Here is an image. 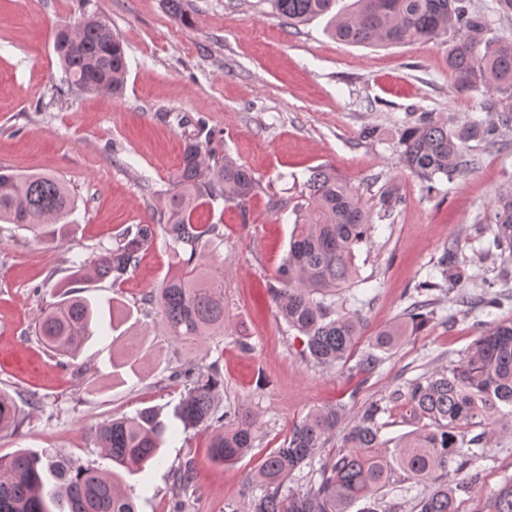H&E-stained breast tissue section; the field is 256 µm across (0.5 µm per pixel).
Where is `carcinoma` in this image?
<instances>
[{
  "instance_id": "cac0c4a2",
  "label": "carcinoma",
  "mask_w": 512,
  "mask_h": 512,
  "mask_svg": "<svg viewBox=\"0 0 512 512\" xmlns=\"http://www.w3.org/2000/svg\"><path fill=\"white\" fill-rule=\"evenodd\" d=\"M273 12L288 24H305L332 14L331 33L351 45H405L448 38V69L458 89L479 87L512 95V42L498 36L488 15L472 0H353L333 12L337 0H270ZM53 38L65 41L58 53L67 90L87 94H117L127 70L123 43L96 14L81 21L60 23ZM512 135V113L497 120H441L423 112L401 131L400 161L426 183L437 178L453 182L473 169L468 143L496 142ZM211 150L198 133L185 137L181 161L158 225L133 224L103 249L80 262L69 280L58 284L60 300L44 308L36 324L41 344L75 358L91 336L96 312L90 301L76 295L74 285L112 280L116 286L135 270L141 252L161 229L171 257V270L136 312L150 318L173 342L197 344L224 335V282L203 268L216 242L224 240L219 224H196L195 211L206 200L222 199L242 206L257 187L253 172L230 156L206 162ZM76 201L65 182L46 174H17L0 168V223L15 224L55 242L71 230L67 218ZM371 214L356 191L328 166L313 169L305 183V203L294 224L288 251L269 291L289 327L306 337L305 355L318 367L332 368L349 361L362 336L359 313L336 309V293L354 284L356 249L367 243ZM490 234L482 253L503 266L512 262V193L496 206L493 224L480 229ZM460 244H448L435 267L413 288L409 310L377 335L373 349L348 368L368 379L383 357L408 333L435 314V293L453 295L471 309H494L499 304L492 285L470 292L478 278L459 261ZM171 378L184 383L186 393L174 407L183 428L218 425L209 455L224 465L234 464L255 447L257 418L242 408H221L217 389L222 384L218 361L203 371L177 365ZM403 402L410 416L428 424L398 439L381 436L379 418L384 402ZM23 410L15 398L0 391V431L19 423ZM512 417V322L497 323L473 343L456 364L422 374L387 398L367 403L358 419L343 433V448L323 456L320 448L336 435L345 420L340 404L309 412L291 431L287 444L268 453L259 468L256 493L242 509L232 512H351L359 501L372 500L385 489L413 486L448 471L457 462L458 478L435 484L418 496V512H459L458 498L480 489L481 471L469 464L478 453L467 438L473 427H490ZM168 432L167 423L151 408L131 417L112 418L95 430L103 457L135 474L157 458ZM309 468L305 478L288 485L294 472ZM176 484L188 490L195 479V462L173 471ZM0 512H137L134 493L122 488L114 470L53 456L45 450L22 449L0 457ZM480 512H512V479L490 492Z\"/></svg>"
}]
</instances>
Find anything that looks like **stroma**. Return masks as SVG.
<instances>
[{"mask_svg":"<svg viewBox=\"0 0 512 512\" xmlns=\"http://www.w3.org/2000/svg\"><path fill=\"white\" fill-rule=\"evenodd\" d=\"M188 21L164 0H0V166L64 179L77 200L72 234L45 242L0 223V391L22 404L18 427L0 432V456L31 448L101 464L92 431L115 416L156 407L164 418L184 393L171 378L176 361L220 362L222 404L255 412L262 440L237 463L208 454L211 431L172 425L160 459L131 477L138 512H231L251 493L263 457L282 447L311 409L342 403L347 421L403 379L460 361L481 333L512 320V272L485 259L471 239L512 192V144L472 143L474 169L426 186L397 153L403 122L415 114L483 119L485 88L456 89L448 43L373 48L349 45L324 20L291 26L269 0H186ZM96 12L122 40L127 71L120 94L58 93L64 73L51 27ZM377 130L375 138L363 135ZM202 131L216 157L249 167L259 186L244 207L216 201L196 214L221 224L224 243L209 269L224 280L228 333L209 349L179 346L153 325L125 320L170 263L163 240L143 252L119 286L89 283L83 295L111 306L119 331L96 329L77 358L40 344L35 326L55 302L54 286L74 262L111 247L131 224L157 223L186 134ZM329 166L369 208L383 193L401 197L376 221L357 251L358 278L336 298L360 310L366 328L357 352L396 321L409 296L449 242L463 245L472 272L497 279L491 313L444 299L434 318L387 355L365 384L346 367L323 371L306 359L304 338L289 328L266 289L273 280L304 199L311 169ZM473 469L483 487L512 478V426L482 438ZM194 460V488L181 493L173 471Z\"/></svg>","mask_w":512,"mask_h":512,"instance_id":"1","label":"stroma"}]
</instances>
